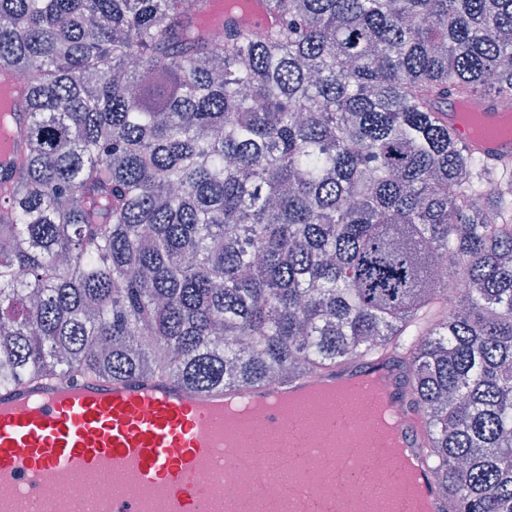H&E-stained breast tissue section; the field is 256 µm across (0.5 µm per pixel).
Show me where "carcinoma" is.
<instances>
[{
    "mask_svg": "<svg viewBox=\"0 0 512 512\" xmlns=\"http://www.w3.org/2000/svg\"><path fill=\"white\" fill-rule=\"evenodd\" d=\"M0 0V385L283 380L407 342L447 512H512V0ZM460 286H440L437 260ZM473 103L475 106H479L481 104L480 101H474ZM475 110L482 112L486 119L489 122H492L499 113H512V95H501L486 99L482 102L481 106ZM488 110L494 112H483ZM459 102L454 99H448V112H439L438 116L448 121V126L456 130L457 141L467 150L478 153L486 157L491 162L500 160H510L512 158V142L501 141L493 135H488L482 139L474 138L469 130L458 124L455 120V104Z\"/></svg>",
    "mask_w": 512,
    "mask_h": 512,
    "instance_id": "carcinoma-1",
    "label": "carcinoma"
}]
</instances>
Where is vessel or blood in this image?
Wrapping results in <instances>:
<instances>
[{"mask_svg": "<svg viewBox=\"0 0 512 512\" xmlns=\"http://www.w3.org/2000/svg\"><path fill=\"white\" fill-rule=\"evenodd\" d=\"M462 147L497 162L512 158V142L489 135L474 138L457 127ZM362 375L385 379V396L397 412L409 445L415 448L431 492L432 512H447L435 467L426 450L423 415L407 403L409 383L398 353L326 364L270 385H217L196 390L164 376L84 378L62 383L30 380L0 386V512H20L23 500L42 498L60 473L111 470L114 484L86 512H224V472L249 471L253 455L224 457V406L271 403L324 383ZM296 427L285 428L265 465L276 471L283 456L303 447ZM324 458L328 478L360 483L372 473L366 452L336 451ZM297 476L285 494L249 502L244 512H331L310 499L305 462L293 460Z\"/></svg>", "mask_w": 512, "mask_h": 512, "instance_id": "vessel-or-blood-1", "label": "vessel or blood"}]
</instances>
